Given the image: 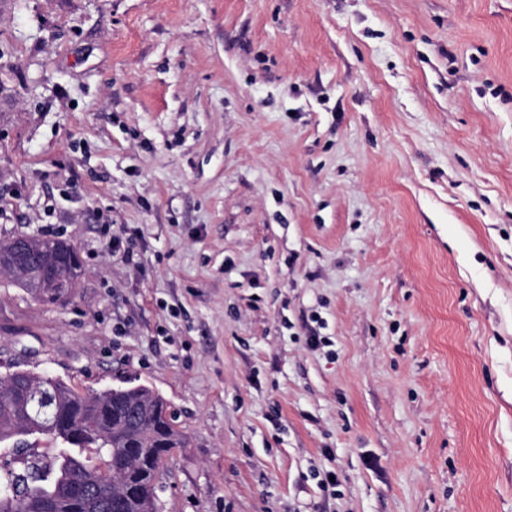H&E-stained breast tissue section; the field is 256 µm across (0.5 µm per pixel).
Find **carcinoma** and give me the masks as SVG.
Here are the masks:
<instances>
[{
  "instance_id": "carcinoma-1",
  "label": "carcinoma",
  "mask_w": 512,
  "mask_h": 512,
  "mask_svg": "<svg viewBox=\"0 0 512 512\" xmlns=\"http://www.w3.org/2000/svg\"><path fill=\"white\" fill-rule=\"evenodd\" d=\"M29 241L72 293L82 275L76 248L57 238ZM0 273L35 301L57 304L62 289L39 297L27 286L23 268L0 265ZM166 411L163 397L145 385L82 396L50 375L26 370L1 375L0 512H44L46 505L52 512H111L109 502L85 500L79 489L99 483L117 497L143 473L163 480L173 450L185 444ZM55 435L64 442L55 455L42 456L37 440ZM118 456L124 459L123 470H109L106 462Z\"/></svg>"
}]
</instances>
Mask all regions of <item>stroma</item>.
I'll list each match as a JSON object with an SVG mask.
<instances>
[{
    "label": "stroma",
    "mask_w": 512,
    "mask_h": 512,
    "mask_svg": "<svg viewBox=\"0 0 512 512\" xmlns=\"http://www.w3.org/2000/svg\"><path fill=\"white\" fill-rule=\"evenodd\" d=\"M48 231L0 374L158 392L161 512H512V0H0V240ZM29 247L42 253L54 269V274L69 288L66 299L77 288L82 275V263L76 248L70 243L48 237H29Z\"/></svg>",
    "instance_id": "1"
}]
</instances>
